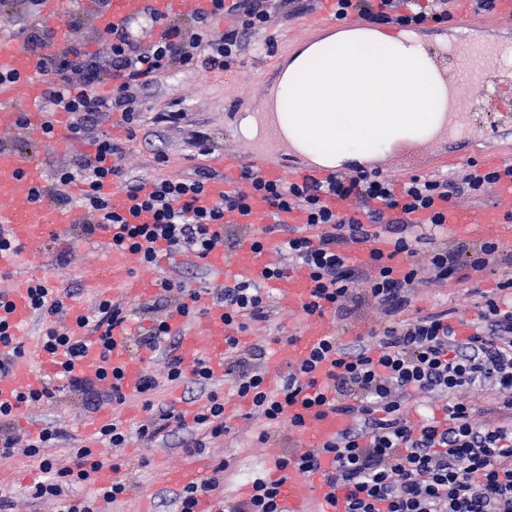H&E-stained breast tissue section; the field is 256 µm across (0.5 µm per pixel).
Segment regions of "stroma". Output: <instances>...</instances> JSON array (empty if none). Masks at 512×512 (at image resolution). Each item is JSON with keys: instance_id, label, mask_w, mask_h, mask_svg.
I'll return each mask as SVG.
<instances>
[{"instance_id": "35a3bbf8", "label": "stroma", "mask_w": 512, "mask_h": 512, "mask_svg": "<svg viewBox=\"0 0 512 512\" xmlns=\"http://www.w3.org/2000/svg\"><path fill=\"white\" fill-rule=\"evenodd\" d=\"M332 13L330 0H321L314 11L300 12L288 20H277L263 31L255 46L248 48L236 64L223 71L176 70L150 84L144 94L146 104L134 127L120 124L117 116L104 117L99 131L105 132L125 149V165L129 175L143 179L190 176L196 169L213 168L223 154L233 153L248 158L251 153L269 150L274 161L283 169L302 168L303 160L293 155L278 141L267 139L249 144L237 133L239 116L245 109L259 108L272 85L279 66L287 61L297 45L323 31L325 20ZM183 111L179 123L158 124L154 116L159 112ZM205 133L208 152H200L194 143L195 133ZM165 162H158V155ZM40 251L49 261L46 285L53 291L71 290L72 302L85 314H93L100 293L89 287L84 276L88 256L84 244L75 231L61 232L46 239ZM131 274L141 278H155L169 274L183 279L188 285H208L211 292L223 288V281L193 254L176 252L159 259L155 269L133 263ZM498 277L486 273L474 284H448L442 287L419 285L415 305L430 312L438 308H456L463 318H471L474 311L465 299L468 287L488 291L495 287ZM214 390L224 397V415L232 430L225 437L210 441L204 455L208 461L229 459L234 476L226 480V493L241 497L254 477L268 474L270 464L284 451L282 443L259 445L255 435L263 425L260 415L251 413L248 402L239 399L232 390L229 378L215 379ZM80 395L66 392L57 402L22 408L15 426L18 434H25L27 426L40 427L58 423L70 433H77L80 423L88 420ZM185 431H175L167 440L153 447H142L133 440L123 448H108L104 454L125 460L139 486L124 499L114 503H99L100 512H167L161 500L171 488L167 480L170 470L189 463L182 442ZM51 460L56 466L70 463L67 444H56L41 449L39 457L30 458L15 453L10 458L0 457V495L10 497L13 512H57L53 500L32 499L29 489L42 480L40 458Z\"/></svg>"}]
</instances>
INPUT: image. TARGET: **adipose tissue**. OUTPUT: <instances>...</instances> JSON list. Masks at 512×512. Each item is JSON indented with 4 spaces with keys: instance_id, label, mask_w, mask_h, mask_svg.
<instances>
[{
    "instance_id": "ef3b65f1",
    "label": "adipose tissue",
    "mask_w": 512,
    "mask_h": 512,
    "mask_svg": "<svg viewBox=\"0 0 512 512\" xmlns=\"http://www.w3.org/2000/svg\"><path fill=\"white\" fill-rule=\"evenodd\" d=\"M451 107L421 39L352 30L305 46L284 69L259 111H245V139L275 136L322 166L412 148L446 129Z\"/></svg>"
}]
</instances>
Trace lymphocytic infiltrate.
I'll use <instances>...</instances> for the list:
<instances>
[{"instance_id":"1","label":"lymphocytic infiltrate","mask_w":512,"mask_h":512,"mask_svg":"<svg viewBox=\"0 0 512 512\" xmlns=\"http://www.w3.org/2000/svg\"><path fill=\"white\" fill-rule=\"evenodd\" d=\"M451 3L336 0L334 16L343 20L354 12L378 25L423 27L451 20ZM210 4V9L191 15L186 26L150 15L151 24L161 26L162 33L145 48L123 27L98 34L92 43L58 39L51 27L27 30L24 45L36 55L46 77L44 111L67 113L72 140L91 146L90 152L75 154L68 166L54 171L53 200L87 211L88 222L77 227L81 237L110 235L112 248L136 256L149 268L156 267L164 250L202 259L216 243L232 251L247 236L259 249L265 234L282 232L279 253L288 262L272 264L267 276L281 278L290 268L308 274L311 295L301 307L304 316L343 319L368 301L376 304L380 316L367 335L347 342L338 335L324 337L307 359L288 366L272 390L261 366L266 347L242 348L238 335L250 323L270 321L276 309L264 288L247 282L225 284L216 297L231 330L224 339V374L236 396L265 420L257 442L282 441L301 431V418L289 414L299 400L328 405L346 425L321 447L286 450L276 460L279 478L252 479L249 494L241 499L221 495L219 476L229 472L231 464L220 461L212 475L174 492L176 512H198L205 497L213 498L218 512H287L281 497L284 480L316 473L338 492L339 512H512V276L489 291L468 290L477 317L471 333L463 337L456 331V309L424 314L414 307L421 270H428L431 284L444 286L469 281L497 265L501 247L496 241L449 238L448 212L461 197L477 198L511 181L512 165L473 170L459 178L413 175L399 183L381 171L363 168L322 182L269 181L246 166L240 177L248 190L225 192L209 205L202 196L213 173L204 168L188 177L153 180L151 192L143 193L142 180L127 175L123 147L109 134L95 133V126L108 114L134 124L144 105L143 87L173 69L229 68L288 0ZM225 15L233 22L216 33L214 21ZM113 183L130 199L127 210H113L103 194V186ZM74 185L79 188L75 196L69 192ZM257 197L278 212L299 214L300 223L272 224L252 234L225 223V212L246 209ZM380 234L388 240V252L370 247ZM364 246L370 249L366 262H354L351 251ZM157 285L156 296L138 307L151 328L128 341L129 346L163 357V379L143 377L137 390L148 416L132 432L119 422L102 428L98 448H71L70 465L57 468L41 461L45 478L35 483L31 495L59 501V512H95L96 500L113 503L131 492V484L118 477V463L111 465L117 474L111 485H98L97 474L107 465L102 446L120 447L135 438L148 447L173 429L190 425L196 436L186 441L185 452L192 456L201 452L206 440L230 431L224 399L210 388L211 369L203 363L185 368L177 353L180 340L168 324L175 314L195 318L197 297L184 281L167 274L158 277ZM29 298L44 324L42 348L62 355L63 362L56 382L18 393L16 405L0 404L1 458L19 451L33 457L45 445L70 438L57 424L19 438L14 420L20 406L56 402L65 388L81 393L92 412L127 398L119 372L108 366L99 367L92 378L74 373L73 361L85 344L83 337L60 325L62 299L40 281L30 284ZM128 316L124 302L105 298L81 324L97 333L107 351L113 326ZM327 357L331 369L319 372V363ZM163 380L188 382L206 391L192 421H185L174 407L154 405L152 395ZM473 389L489 392L484 409L468 401ZM421 397L438 402L440 416L412 419L409 405ZM77 485L92 486L93 496L75 497Z\"/></svg>"}]
</instances>
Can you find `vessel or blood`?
I'll list each match as a JSON object with an SVG mask.
<instances>
[{"instance_id": "vessel-or-blood-1", "label": "vessel or blood", "mask_w": 512, "mask_h": 512, "mask_svg": "<svg viewBox=\"0 0 512 512\" xmlns=\"http://www.w3.org/2000/svg\"><path fill=\"white\" fill-rule=\"evenodd\" d=\"M152 5L155 13L163 18L194 14L205 9L208 0H110L107 8L98 12L93 23L98 31L104 32L121 21L138 15L145 5ZM70 7L69 0H41L36 24L57 23ZM512 19V0H497L493 17H468L461 21L464 33L459 41L441 47L433 56L439 75H446L449 61L457 60L466 52L479 54L492 63L489 74L473 84L459 81L450 83V97L462 102L477 101L485 108L496 112L500 124L489 127L475 125H451L448 138L454 148L438 155L434 169L443 170L459 163L457 150L465 144L487 142L507 135L508 124L512 123V96L505 92L512 86V67L503 66V48L488 45L483 36L487 28L500 25ZM0 72L17 74L21 82L14 85L0 84V137L16 130L18 118H25L27 137L36 143L44 139L45 128H52V145L59 153L70 151L73 142L69 137L68 116L63 112L43 111L46 83L39 74L35 60L25 49L19 36L0 33ZM240 172V163L233 155H225L222 170L218 177L210 180L204 196L205 202H213L233 189L234 181ZM48 175L39 159L18 154L0 140V230L7 231L14 242L27 249L36 248L45 238L59 233L62 229L81 223L82 215L76 209L54 203L45 194ZM275 220L271 207L261 199H254L247 213L236 211L225 213L224 221L251 229H261ZM449 227H463L472 233L493 228L506 231L507 226L496 208L476 209L467 212L451 211L448 214ZM276 236H267L263 249H254L250 242H243L233 259H226L223 246H215L206 256L209 269L225 281H263L267 268L273 264L276 255ZM90 261L86 277L92 284L109 282L122 286L126 296L134 300H144L154 295L157 283L153 280L136 279L130 274L131 257L119 250L110 249L106 240L90 242L87 246ZM282 306L294 310L308 299L311 284L308 275L295 271L275 281ZM196 307L200 314L194 325H186L182 317H173L171 325L181 336L184 363L194 366L197 360H208L212 369H219L224 356V338L229 330L224 324V308L211 298L206 285L195 287ZM7 300L10 304L9 320L14 326L25 325L31 318L32 310L27 283H19L12 288ZM335 332L327 319H317L315 324L299 332L292 341L276 347L273 360L278 364L300 361L323 337ZM132 324L124 323L112 330V367L123 373V388L134 392L143 374L144 358L134 357L125 352L126 337L134 335ZM62 361L61 356L41 352L37 363L28 359L16 362L12 373L0 379V403L12 404L16 394L25 390H37L44 384L47 375L56 371ZM294 413L302 416L304 427L302 437L318 446L335 437L342 422L334 413L318 409L294 406ZM203 459H194L180 469L169 472L168 479L177 485H187L195 481L204 471ZM282 499L289 512H308L310 502H317L318 512H336L333 492L324 485L320 476L292 479L282 487Z\"/></svg>"}]
</instances>
